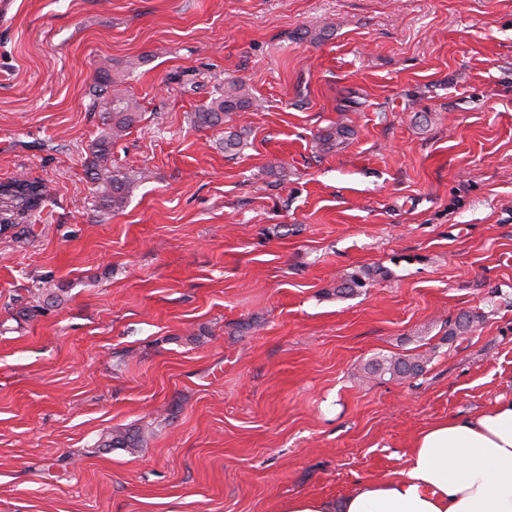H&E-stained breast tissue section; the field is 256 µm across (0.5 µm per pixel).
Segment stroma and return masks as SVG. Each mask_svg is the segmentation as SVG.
<instances>
[{
    "label": "stroma",
    "mask_w": 512,
    "mask_h": 512,
    "mask_svg": "<svg viewBox=\"0 0 512 512\" xmlns=\"http://www.w3.org/2000/svg\"><path fill=\"white\" fill-rule=\"evenodd\" d=\"M104 69L142 114L115 212L87 173ZM230 80L252 106L194 127ZM18 176L50 195L0 236V512L335 501L512 392V0H0ZM130 427L143 447H100ZM367 369L375 375L389 374L390 378L416 377L424 371V362L419 356L376 359Z\"/></svg>",
    "instance_id": "35a3bbf8"
}]
</instances>
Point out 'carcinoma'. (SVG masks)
Segmentation results:
<instances>
[{
  "label": "carcinoma",
  "instance_id": "1",
  "mask_svg": "<svg viewBox=\"0 0 512 512\" xmlns=\"http://www.w3.org/2000/svg\"><path fill=\"white\" fill-rule=\"evenodd\" d=\"M118 85L116 79L104 71L100 82L92 90L94 100L106 106L104 132L95 143L94 159L90 165V175L97 187L102 204L114 211L122 208L128 199L131 179L112 171L109 165L112 145L123 137L127 130L139 121L138 105L131 102L110 86ZM252 105L249 88L242 81H230L211 101L193 114V124L198 128H215L224 124V116L231 112L244 110ZM351 133V128L343 123L327 127L318 136L322 144H331L338 138ZM47 197L46 187L24 177L0 183V225L14 228L28 223L40 209ZM373 273L366 270L356 271L347 276L339 287L340 293L351 292L366 286V280ZM368 371L375 375L388 374L392 378L416 377L424 371V362L419 357H398L394 359H376L368 365ZM142 442L140 432L128 430L112 434L99 444L101 448H137Z\"/></svg>",
  "mask_w": 512,
  "mask_h": 512
}]
</instances>
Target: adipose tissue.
Returning a JSON list of instances; mask_svg holds the SVG:
<instances>
[{
	"label": "adipose tissue",
	"instance_id": "obj_1",
	"mask_svg": "<svg viewBox=\"0 0 512 512\" xmlns=\"http://www.w3.org/2000/svg\"><path fill=\"white\" fill-rule=\"evenodd\" d=\"M280 512H512V394L420 431L398 478L359 483L338 504L297 496Z\"/></svg>",
	"mask_w": 512,
	"mask_h": 512
}]
</instances>
